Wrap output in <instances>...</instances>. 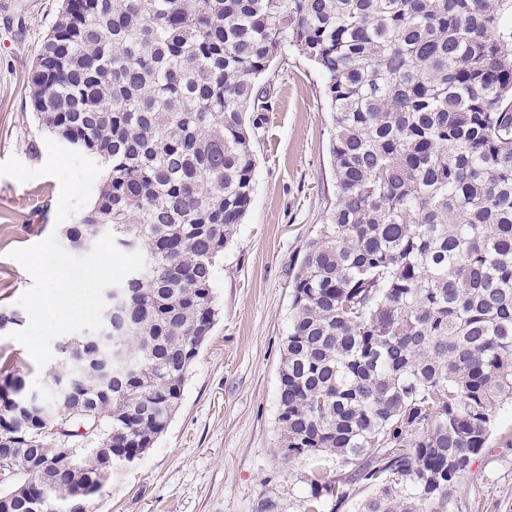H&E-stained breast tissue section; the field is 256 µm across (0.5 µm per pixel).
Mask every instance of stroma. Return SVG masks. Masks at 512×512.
<instances>
[{
    "label": "stroma",
    "mask_w": 512,
    "mask_h": 512,
    "mask_svg": "<svg viewBox=\"0 0 512 512\" xmlns=\"http://www.w3.org/2000/svg\"><path fill=\"white\" fill-rule=\"evenodd\" d=\"M58 3L0 0V309L22 316L0 333V353L28 366L34 389L59 364V342L102 319L105 283L89 281V271L111 267L117 282L139 262L108 238L81 255L61 243L93 201L101 164L41 130L24 93ZM259 88L269 110L253 141L255 191L215 272L216 324L168 428L113 476L99 512H261L268 497L280 512H304L308 466L283 461L278 448V373L293 275L336 199L333 122L317 69L297 54L276 59ZM60 267L73 306L48 324L38 315ZM511 432L506 404L493 451L457 491L468 512H512V447L501 441Z\"/></svg>",
    "instance_id": "obj_1"
}]
</instances>
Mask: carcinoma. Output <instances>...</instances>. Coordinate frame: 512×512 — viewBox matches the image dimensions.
Segmentation results:
<instances>
[{
    "instance_id": "cac0c4a2",
    "label": "carcinoma",
    "mask_w": 512,
    "mask_h": 512,
    "mask_svg": "<svg viewBox=\"0 0 512 512\" xmlns=\"http://www.w3.org/2000/svg\"><path fill=\"white\" fill-rule=\"evenodd\" d=\"M290 48L323 79L336 175L279 371L281 456L310 464L306 512H460L491 451L512 402V0H62L24 91L103 164L62 239L78 254L108 225L140 256L121 286L126 374L106 389L68 363L83 377L65 408L98 450L52 477L92 501L106 461L143 455L181 403L253 200L258 82ZM26 376L0 363V416ZM43 429L0 422L12 512H69L32 464L56 457Z\"/></svg>"
}]
</instances>
